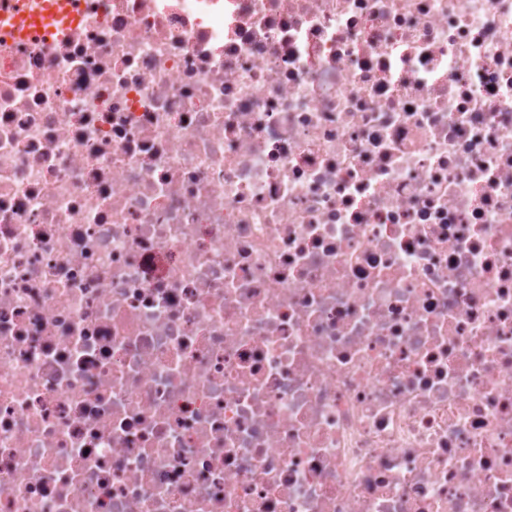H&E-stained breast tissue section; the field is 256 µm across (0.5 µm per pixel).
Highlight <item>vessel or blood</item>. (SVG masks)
<instances>
[{"mask_svg": "<svg viewBox=\"0 0 512 512\" xmlns=\"http://www.w3.org/2000/svg\"><path fill=\"white\" fill-rule=\"evenodd\" d=\"M80 21L70 0H0V30L19 42L39 29L67 36Z\"/></svg>", "mask_w": 512, "mask_h": 512, "instance_id": "1", "label": "vessel or blood"}]
</instances>
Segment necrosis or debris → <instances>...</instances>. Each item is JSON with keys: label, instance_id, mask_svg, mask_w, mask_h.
I'll return each mask as SVG.
<instances>
[{"label": "necrosis or debris", "instance_id": "necrosis-or-debris-1", "mask_svg": "<svg viewBox=\"0 0 512 512\" xmlns=\"http://www.w3.org/2000/svg\"><path fill=\"white\" fill-rule=\"evenodd\" d=\"M0 52V512H512V0H74Z\"/></svg>", "mask_w": 512, "mask_h": 512}]
</instances>
